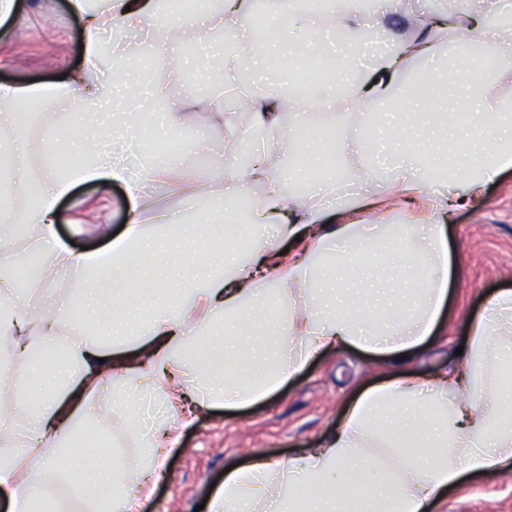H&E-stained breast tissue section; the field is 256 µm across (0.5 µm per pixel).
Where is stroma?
Here are the masks:
<instances>
[{"label":"stroma","instance_id":"1","mask_svg":"<svg viewBox=\"0 0 512 512\" xmlns=\"http://www.w3.org/2000/svg\"><path fill=\"white\" fill-rule=\"evenodd\" d=\"M20 22L0 45L8 58L0 82L52 83L76 68L83 27L68 0H19ZM132 208L122 185L108 190L86 183L60 207L58 231L64 243L100 250L97 237L75 235L74 221L95 223L107 212L113 227L126 223ZM454 273L437 333L406 363L377 358L355 349L321 355L301 375L270 397L230 412L214 408L199 415L181 439L157 481L145 512H195L223 471L261 455L271 460L296 457L335 430L365 388L401 373L432 374L451 368L466 345L470 325L495 289H512V168L488 184L482 200L457 210L445 228ZM432 512H512V471L471 475L436 497Z\"/></svg>","mask_w":512,"mask_h":512}]
</instances>
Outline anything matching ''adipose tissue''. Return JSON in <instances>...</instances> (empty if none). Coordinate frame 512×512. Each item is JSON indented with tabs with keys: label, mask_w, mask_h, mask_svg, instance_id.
Wrapping results in <instances>:
<instances>
[{
	"label": "adipose tissue",
	"mask_w": 512,
	"mask_h": 512,
	"mask_svg": "<svg viewBox=\"0 0 512 512\" xmlns=\"http://www.w3.org/2000/svg\"><path fill=\"white\" fill-rule=\"evenodd\" d=\"M101 2L92 9L87 0H69L84 27L82 68L50 86L0 83V489L10 512H28L31 501L60 485L77 490V512H96L93 487L117 493V512H142L197 412L268 397L333 348L382 358L416 352L435 334L448 296L447 219L512 167V0H499L476 21L464 2L437 16L405 14L396 28L389 0H374L370 10L358 0H329L317 13L300 0H224L220 13L179 18L168 17L160 0ZM115 27L149 30L174 73L185 65L174 52L184 39L200 45L217 27L234 39L212 80L234 93L269 146L246 168L235 162L241 143L233 136L188 146L186 153L209 157L218 188L198 222L185 223L174 210L147 216L137 205L148 188L170 181L183 155L139 137L142 103L131 93L138 73L123 65L121 46L112 48V82L130 91L129 100L91 121L80 114L103 96L101 36ZM264 27L276 37L260 38ZM370 29L386 32L390 46L362 66L358 49ZM330 30L343 41L326 44ZM444 45L455 52L466 94L389 126L382 106L402 102L409 74L433 83V60ZM317 49L338 79L360 72L348 97L298 85L258 93L236 83L242 66L285 68ZM35 98L55 117L57 146H68L70 129L79 131L81 150L68 176L47 163L34 167L40 145L11 120ZM325 108L347 119L357 148L344 176L318 171L304 195L291 194L285 184L300 175L286 157H315L321 146L287 133L286 119ZM199 119L228 124L222 99L205 105L192 94L179 97L162 131ZM431 125L463 126L467 134L435 148L427 143ZM377 133L398 162L384 164L364 147L365 136ZM83 181L122 183L135 202L118 240L109 223L98 225L111 240L102 251L77 253L58 237L57 204ZM358 185L369 191L364 218L350 195ZM243 197L250 207L235 209ZM405 212L407 222L388 224V215ZM161 250L167 260L153 288H183L188 298L154 303L145 330L134 325L137 297L125 289L122 304L105 311L108 343L94 338L96 320H73L45 302L53 293L93 306L112 271L134 275ZM35 256L45 259L38 276L17 287L14 269ZM470 336L451 369L365 389L320 447L283 461L258 456L225 472L208 512H429L464 475L512 469V419L505 416L512 386L500 379L512 363V289L487 301ZM204 346L211 358L203 369ZM34 355L58 358L51 379L27 368ZM90 433L125 440L143 467L119 468L103 447L99 465L89 467L74 442ZM352 480L365 485L364 497L347 492Z\"/></svg>",
	"instance_id": "obj_1"
}]
</instances>
